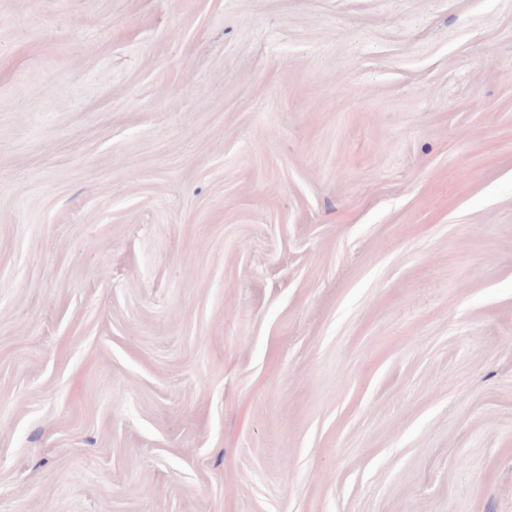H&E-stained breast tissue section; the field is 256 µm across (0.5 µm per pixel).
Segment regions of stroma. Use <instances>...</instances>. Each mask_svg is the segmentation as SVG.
I'll return each mask as SVG.
<instances>
[{"instance_id": "1", "label": "stroma", "mask_w": 512, "mask_h": 512, "mask_svg": "<svg viewBox=\"0 0 512 512\" xmlns=\"http://www.w3.org/2000/svg\"><path fill=\"white\" fill-rule=\"evenodd\" d=\"M0 512H512V0H0Z\"/></svg>"}]
</instances>
